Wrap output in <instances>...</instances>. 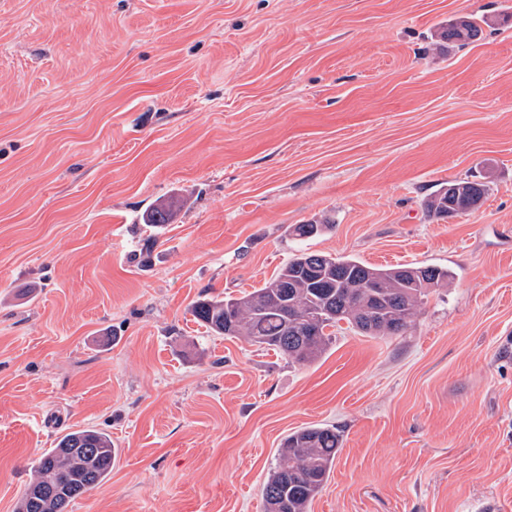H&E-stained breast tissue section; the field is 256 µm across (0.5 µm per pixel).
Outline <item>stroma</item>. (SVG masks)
<instances>
[{
	"mask_svg": "<svg viewBox=\"0 0 512 512\" xmlns=\"http://www.w3.org/2000/svg\"><path fill=\"white\" fill-rule=\"evenodd\" d=\"M464 178L480 208L429 217ZM303 247L452 277L307 367L194 321ZM313 425L310 512H512V0H0V512L89 426L117 461L69 512H267ZM481 23L487 24V20L474 15L460 16L454 22L448 24L447 28L441 30L439 37L443 41L467 45L481 38L483 34ZM172 217V206L167 201H159L149 207L143 214V224L152 230H159L169 224ZM342 443L343 435L334 426H310L289 434L262 486L268 512H308L327 484Z\"/></svg>",
	"mask_w": 512,
	"mask_h": 512,
	"instance_id": "obj_1",
	"label": "stroma"
}]
</instances>
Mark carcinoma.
Masks as SVG:
<instances>
[{"instance_id": "obj_1", "label": "carcinoma", "mask_w": 512, "mask_h": 512, "mask_svg": "<svg viewBox=\"0 0 512 512\" xmlns=\"http://www.w3.org/2000/svg\"><path fill=\"white\" fill-rule=\"evenodd\" d=\"M487 20L464 15L439 32L441 40L461 45L479 40ZM486 186L468 179L448 182L425 202L427 212L451 218L480 207ZM172 206L159 201L143 214V224L158 230L170 223ZM328 223L294 224L300 240L321 235ZM451 273L437 266L378 267L355 257L300 250L263 285L238 296L199 299L193 318L214 336L272 350L298 365L326 353L340 322L358 336H400L416 325L425 299L448 286ZM334 426H310L289 434L268 473L262 496L268 512H309L323 490L342 448ZM117 450L110 434L85 427L61 436L33 469L16 512H69V505L112 474Z\"/></svg>"}]
</instances>
